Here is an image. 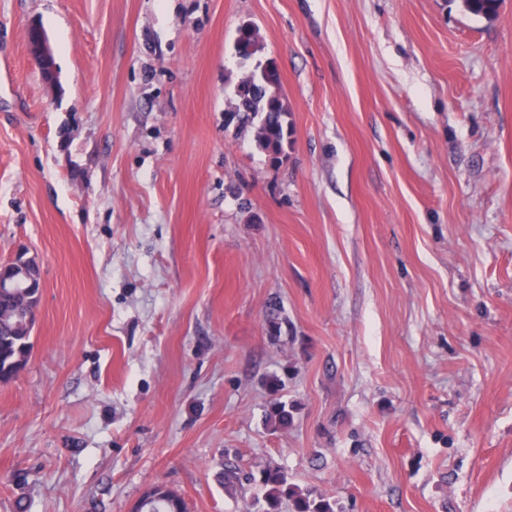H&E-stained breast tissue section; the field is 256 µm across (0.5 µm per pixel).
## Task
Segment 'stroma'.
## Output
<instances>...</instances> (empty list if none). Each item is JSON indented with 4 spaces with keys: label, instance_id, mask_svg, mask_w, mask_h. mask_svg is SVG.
I'll return each mask as SVG.
<instances>
[{
    "label": "stroma",
    "instance_id": "stroma-1",
    "mask_svg": "<svg viewBox=\"0 0 512 512\" xmlns=\"http://www.w3.org/2000/svg\"><path fill=\"white\" fill-rule=\"evenodd\" d=\"M243 22L290 109L279 164L227 116ZM21 252L44 288L0 383V512L158 484L262 512L269 464L335 512H512V0H0ZM27 46L29 54L39 65L44 79L51 83L55 79V66L52 50L43 28L32 23L28 29Z\"/></svg>",
    "mask_w": 512,
    "mask_h": 512
}]
</instances>
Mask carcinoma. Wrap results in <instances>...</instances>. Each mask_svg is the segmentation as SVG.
<instances>
[{"label":"carcinoma","mask_w":512,"mask_h":512,"mask_svg":"<svg viewBox=\"0 0 512 512\" xmlns=\"http://www.w3.org/2000/svg\"><path fill=\"white\" fill-rule=\"evenodd\" d=\"M466 11L487 18L498 13L500 0H462ZM262 51L256 29H251L242 61L258 62ZM281 77L273 60L261 83L241 80L234 93L229 115L238 127L257 129L256 141L273 163L285 157L291 144L289 110L280 94ZM28 309L11 293H0V382L11 380L26 365L32 344V328L27 325ZM269 419L275 427L285 429L292 414L288 404L278 398L270 402ZM259 482L264 489L266 508L263 512H281V505L291 503L289 512H335L333 504L311 491L302 492L288 483L287 476L276 466L260 471ZM151 512H186L185 502L170 490L159 493Z\"/></svg>","instance_id":"cac0c4a2"}]
</instances>
